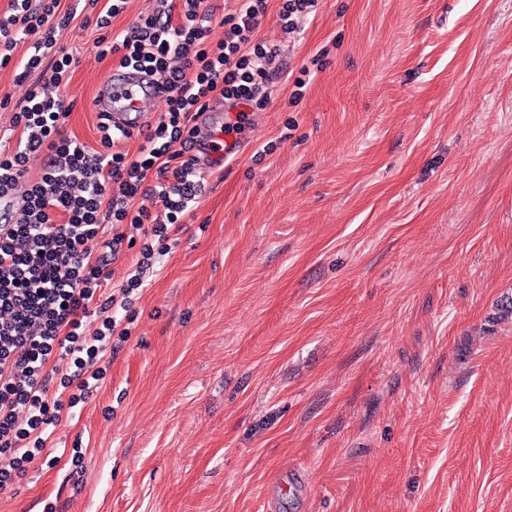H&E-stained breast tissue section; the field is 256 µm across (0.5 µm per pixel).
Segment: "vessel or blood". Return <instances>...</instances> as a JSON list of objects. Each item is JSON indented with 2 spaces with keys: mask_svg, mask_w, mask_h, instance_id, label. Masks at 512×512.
I'll use <instances>...</instances> for the list:
<instances>
[{
  "mask_svg": "<svg viewBox=\"0 0 512 512\" xmlns=\"http://www.w3.org/2000/svg\"><path fill=\"white\" fill-rule=\"evenodd\" d=\"M158 91L151 77L133 68L113 69L102 83L94 100L96 111L108 113L112 123L132 133L140 132L152 121ZM194 154L204 171L223 166L229 157L233 137L224 133V103L210 104Z\"/></svg>",
  "mask_w": 512,
  "mask_h": 512,
  "instance_id": "b4317fda",
  "label": "vessel or blood"
}]
</instances>
